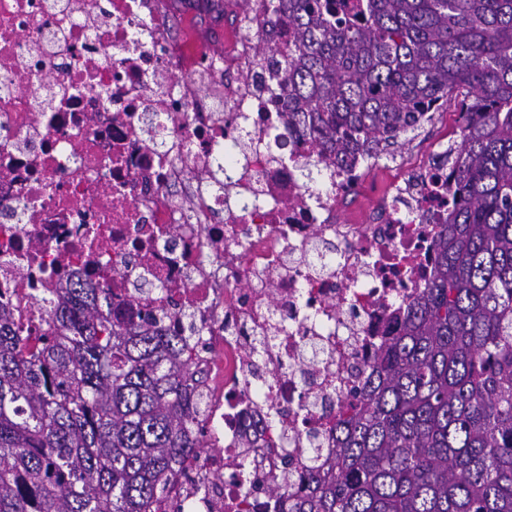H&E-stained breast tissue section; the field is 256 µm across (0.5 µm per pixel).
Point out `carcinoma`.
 <instances>
[{
    "mask_svg": "<svg viewBox=\"0 0 512 512\" xmlns=\"http://www.w3.org/2000/svg\"><path fill=\"white\" fill-rule=\"evenodd\" d=\"M288 26L278 102L312 143L302 186L404 145L459 99L454 189L424 288L394 309L328 460L286 512H512V0H269ZM104 283L42 291L39 323L0 300V512H155L201 441L187 337Z\"/></svg>",
    "mask_w": 512,
    "mask_h": 512,
    "instance_id": "cac0c4a2",
    "label": "carcinoma"
}]
</instances>
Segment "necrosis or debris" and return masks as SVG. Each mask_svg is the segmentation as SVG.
Listing matches in <instances>:
<instances>
[{
    "instance_id": "4bbe7bcc",
    "label": "necrosis or debris",
    "mask_w": 512,
    "mask_h": 512,
    "mask_svg": "<svg viewBox=\"0 0 512 512\" xmlns=\"http://www.w3.org/2000/svg\"><path fill=\"white\" fill-rule=\"evenodd\" d=\"M267 7L251 0L223 49L193 53L183 21L219 22L231 0H0V288L32 317L31 278L56 288L106 262L113 303L145 277L172 330L192 312L214 452L172 475L167 512H275L265 486L303 467L308 430L332 447L448 218L432 161L405 160L368 224L336 210L371 168L327 162L301 185L309 142L285 132L256 56Z\"/></svg>"
}]
</instances>
